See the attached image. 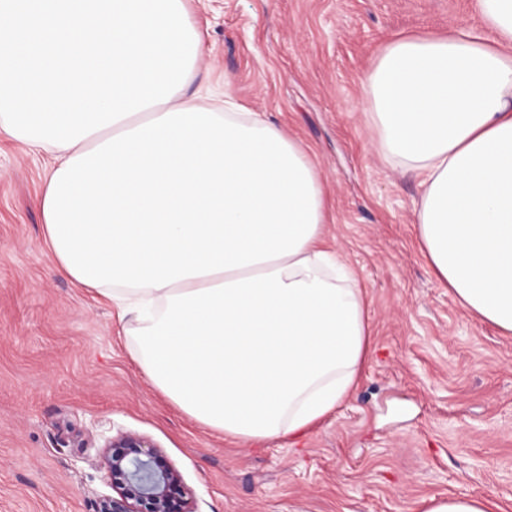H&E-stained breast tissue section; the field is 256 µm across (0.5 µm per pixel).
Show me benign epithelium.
<instances>
[{
	"instance_id": "7a95c632",
	"label": "benign epithelium",
	"mask_w": 512,
	"mask_h": 512,
	"mask_svg": "<svg viewBox=\"0 0 512 512\" xmlns=\"http://www.w3.org/2000/svg\"><path fill=\"white\" fill-rule=\"evenodd\" d=\"M101 465L112 494L99 498L94 512H198L181 472L138 434L106 440Z\"/></svg>"
}]
</instances>
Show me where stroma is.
I'll use <instances>...</instances> for the list:
<instances>
[{
	"instance_id": "1",
	"label": "stroma",
	"mask_w": 512,
	"mask_h": 512,
	"mask_svg": "<svg viewBox=\"0 0 512 512\" xmlns=\"http://www.w3.org/2000/svg\"><path fill=\"white\" fill-rule=\"evenodd\" d=\"M197 84L300 141L331 245L370 306L355 394L297 442L251 445L184 415L133 359L110 305L60 272L38 200L52 166L0 131V512H93L101 447L159 446L199 512H422L432 497L512 512V335L469 315L417 239L421 188L374 148L362 74L396 34L480 26L473 0H188Z\"/></svg>"
}]
</instances>
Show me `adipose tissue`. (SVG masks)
I'll return each mask as SVG.
<instances>
[{
  "instance_id": "1",
  "label": "adipose tissue",
  "mask_w": 512,
  "mask_h": 512,
  "mask_svg": "<svg viewBox=\"0 0 512 512\" xmlns=\"http://www.w3.org/2000/svg\"><path fill=\"white\" fill-rule=\"evenodd\" d=\"M482 25L399 35L361 84L377 150L419 181L420 240L458 304L512 334V0ZM53 150L40 199L57 268L112 303L150 383L245 443L297 437L370 357L362 288L325 248L307 150L230 91H186Z\"/></svg>"
}]
</instances>
